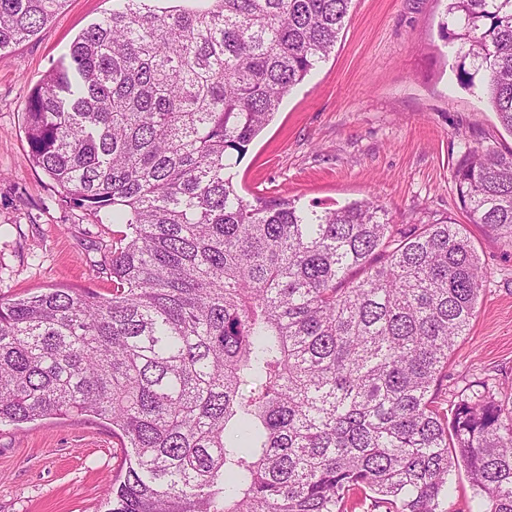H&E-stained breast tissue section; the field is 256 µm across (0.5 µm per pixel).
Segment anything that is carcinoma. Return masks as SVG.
Wrapping results in <instances>:
<instances>
[{
	"mask_svg": "<svg viewBox=\"0 0 512 512\" xmlns=\"http://www.w3.org/2000/svg\"><path fill=\"white\" fill-rule=\"evenodd\" d=\"M66 0H0V51ZM30 90L33 162L125 229L112 294L0 298V423L85 415L123 448L107 512H441L463 470L512 512V394L437 387L486 273L464 225L375 201L245 199L234 168L326 60L352 0H114ZM447 39L512 133V0H448ZM512 243V151L454 172Z\"/></svg>",
	"mask_w": 512,
	"mask_h": 512,
	"instance_id": "cac0c4a2",
	"label": "carcinoma"
}]
</instances>
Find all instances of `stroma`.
I'll return each instance as SVG.
<instances>
[{
  "label": "stroma",
  "mask_w": 512,
  "mask_h": 512,
  "mask_svg": "<svg viewBox=\"0 0 512 512\" xmlns=\"http://www.w3.org/2000/svg\"><path fill=\"white\" fill-rule=\"evenodd\" d=\"M112 0H65L35 36L0 52V295L55 287L109 294L117 227L65 199L30 159L33 85ZM442 0H352L334 50L283 101L236 168L246 197L329 207L379 201L398 229L448 219L466 227L487 277L439 400L471 381L512 390V244L470 223L454 171L466 148L512 151L478 87L460 84ZM122 450L106 422L47 417L0 426V512H105Z\"/></svg>",
  "instance_id": "obj_1"
}]
</instances>
